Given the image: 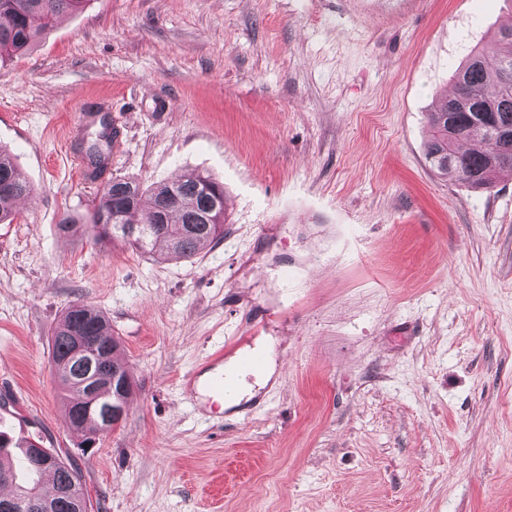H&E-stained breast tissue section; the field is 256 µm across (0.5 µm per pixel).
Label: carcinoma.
I'll return each instance as SVG.
<instances>
[{"label":"carcinoma","mask_w":512,"mask_h":512,"mask_svg":"<svg viewBox=\"0 0 512 512\" xmlns=\"http://www.w3.org/2000/svg\"><path fill=\"white\" fill-rule=\"evenodd\" d=\"M87 0H0V61L31 48L42 32L52 28L68 12L84 8ZM484 54L473 52L454 73L457 97H439L428 113L431 138L425 155L442 174L474 189L491 190L498 174L512 171V52L495 65H483ZM469 143L470 151L459 150ZM33 189L18 172L10 152L0 147V224L12 223L13 204L31 196ZM224 185L201 173H190L145 189L133 179L116 178L102 188L89 223L75 215H64L59 230L77 232L95 240L112 238L135 251L152 254L155 245L165 244L164 256L191 259L207 246L224 238ZM138 226L134 234L128 226ZM86 340V355L67 359L71 337ZM53 370L64 392L66 426L92 437L118 424L109 412L127 409L133 394L128 364L118 354L119 341L104 313L83 302L63 312L51 334ZM43 452L52 458L41 466L31 458L36 477L17 483L7 459L0 454V484L14 487L11 500L37 491L49 512H73L74 498H85L80 472L75 463L54 448ZM53 471L59 487L73 488V496L48 498L37 475Z\"/></svg>","instance_id":"obj_1"}]
</instances>
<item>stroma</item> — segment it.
Instances as JSON below:
<instances>
[{"instance_id": "1", "label": "stroma", "mask_w": 512, "mask_h": 512, "mask_svg": "<svg viewBox=\"0 0 512 512\" xmlns=\"http://www.w3.org/2000/svg\"><path fill=\"white\" fill-rule=\"evenodd\" d=\"M512 0H88L0 64V146L33 185L0 224V428L77 462L91 512H512V175L428 163L427 114ZM119 146L92 170L102 104ZM223 182L194 260L62 236L98 189ZM84 301L135 388L85 446L51 329ZM275 342L206 419L184 380Z\"/></svg>"}]
</instances>
